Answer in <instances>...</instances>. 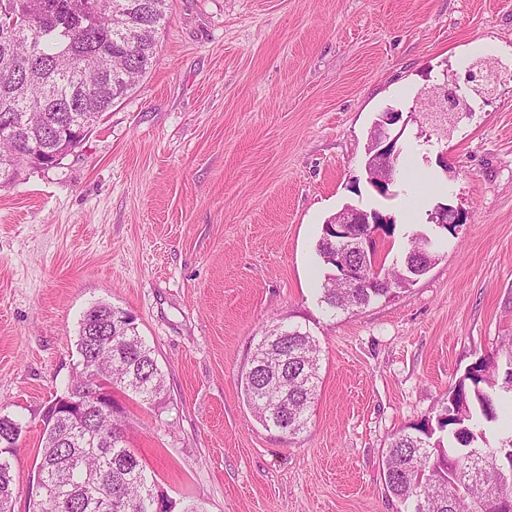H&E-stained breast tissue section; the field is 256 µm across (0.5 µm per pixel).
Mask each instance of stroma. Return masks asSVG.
Returning a JSON list of instances; mask_svg holds the SVG:
<instances>
[{"label": "stroma", "mask_w": 512, "mask_h": 512, "mask_svg": "<svg viewBox=\"0 0 512 512\" xmlns=\"http://www.w3.org/2000/svg\"><path fill=\"white\" fill-rule=\"evenodd\" d=\"M476 64L498 74L482 97L466 79ZM445 83L472 117L430 146L409 122L382 198L364 169L379 113H410ZM440 203L467 220L426 274L325 309L329 216L392 215L393 262ZM97 302L134 316L165 375L162 404L115 398L168 512H399L390 439L435 419L480 358L512 357V0H171L146 77L60 165L0 186V413L22 425L13 512L38 495L43 415L80 369L79 320ZM274 321L321 347L293 436L264 428L238 385Z\"/></svg>", "instance_id": "35a3bbf8"}]
</instances>
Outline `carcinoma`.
Returning a JSON list of instances; mask_svg holds the SVG:
<instances>
[{"instance_id": "obj_1", "label": "carcinoma", "mask_w": 512, "mask_h": 512, "mask_svg": "<svg viewBox=\"0 0 512 512\" xmlns=\"http://www.w3.org/2000/svg\"><path fill=\"white\" fill-rule=\"evenodd\" d=\"M169 0H0V179L11 180L34 155L51 157L61 146L82 139L57 136L94 125L115 101L149 73L156 59V37L165 26ZM29 124L14 126L15 113ZM343 236L325 224L317 254L326 265ZM363 288L325 279L320 302L330 312L354 310L389 297L427 272L436 260L405 255L402 266H386L375 250L352 251ZM282 336L257 343L238 383L258 421L290 435L306 428L317 396L321 349L299 326L275 324ZM83 370L69 387L84 384L87 369L143 404H159L165 376L154 350L134 319L112 323L110 333L91 335L83 315L77 337ZM495 363L483 358L448 392L436 423L396 435L386 448L384 481L402 512H497L512 496V470L499 459L512 454V431L490 445L486 432L499 418ZM38 455L40 499L32 512H152L153 475L126 444L117 417L93 414L82 420L47 410ZM22 425L0 415V512L12 504L11 458ZM441 433L435 437V433Z\"/></svg>"}]
</instances>
